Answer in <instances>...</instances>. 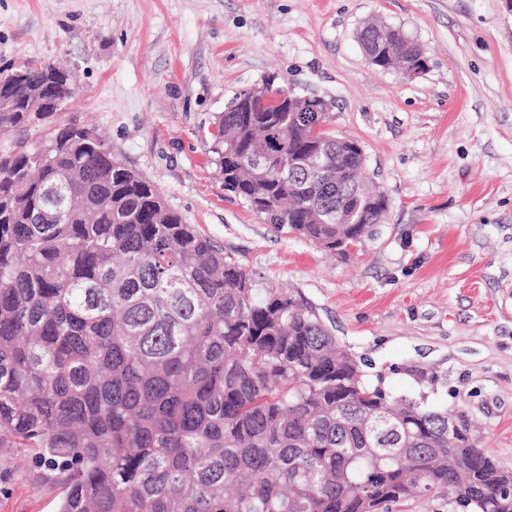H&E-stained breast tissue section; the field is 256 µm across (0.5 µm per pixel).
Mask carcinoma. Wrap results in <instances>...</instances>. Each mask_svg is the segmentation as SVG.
<instances>
[{
  "label": "carcinoma",
  "instance_id": "cac0c4a2",
  "mask_svg": "<svg viewBox=\"0 0 512 512\" xmlns=\"http://www.w3.org/2000/svg\"><path fill=\"white\" fill-rule=\"evenodd\" d=\"M378 67L424 52L401 29L358 34ZM25 85L63 105L75 88L41 63ZM19 94L0 134L50 112ZM214 150L224 188L269 224L329 252L364 239L388 202L369 190L362 145L237 94ZM277 138L291 161L316 151L348 197L253 159ZM70 122L0 156V448H27L64 488L58 512H389L414 496L464 512H512V472L468 421L396 398L315 311L251 277Z\"/></svg>",
  "mask_w": 512,
  "mask_h": 512
}]
</instances>
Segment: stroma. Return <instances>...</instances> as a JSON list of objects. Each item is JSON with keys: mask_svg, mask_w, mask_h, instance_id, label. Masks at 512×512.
Masks as SVG:
<instances>
[{"mask_svg": "<svg viewBox=\"0 0 512 512\" xmlns=\"http://www.w3.org/2000/svg\"><path fill=\"white\" fill-rule=\"evenodd\" d=\"M377 19L429 67L370 65ZM77 76L64 110L0 135V155L52 123L94 128L258 290L309 303L394 396L463 416L512 470V10L505 0H0V75L25 62ZM277 86L330 105L388 200L353 252L331 255L224 188L219 119L241 90ZM62 487L0 454V512H58Z\"/></svg>", "mask_w": 512, "mask_h": 512, "instance_id": "obj_1", "label": "stroma"}]
</instances>
